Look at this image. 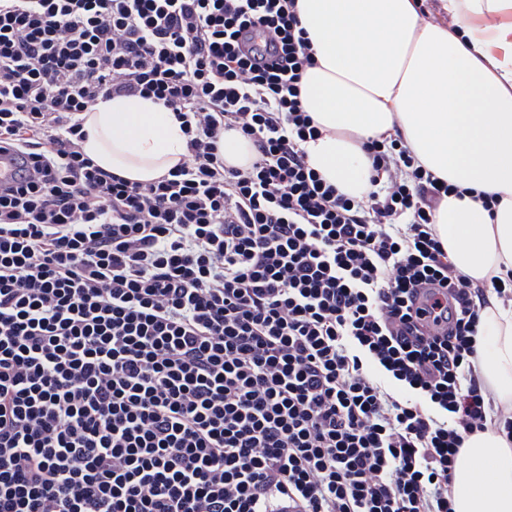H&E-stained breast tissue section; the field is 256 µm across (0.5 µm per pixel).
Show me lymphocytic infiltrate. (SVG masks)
I'll list each match as a JSON object with an SVG mask.
<instances>
[{
    "mask_svg": "<svg viewBox=\"0 0 512 512\" xmlns=\"http://www.w3.org/2000/svg\"><path fill=\"white\" fill-rule=\"evenodd\" d=\"M297 0H0V512H455L465 440L512 441L477 369L485 293L401 139L353 196L309 163ZM114 96L187 153L85 156ZM253 148L229 164L224 139ZM83 117V152L103 169L131 181L157 179L187 151L179 122L151 99L112 97Z\"/></svg>",
    "mask_w": 512,
    "mask_h": 512,
    "instance_id": "1",
    "label": "lymphocytic infiltrate"
}]
</instances>
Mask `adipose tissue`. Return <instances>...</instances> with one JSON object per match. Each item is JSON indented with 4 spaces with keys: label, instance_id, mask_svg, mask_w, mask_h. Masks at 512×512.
I'll use <instances>...</instances> for the list:
<instances>
[{
    "label": "adipose tissue",
    "instance_id": "adipose-tissue-1",
    "mask_svg": "<svg viewBox=\"0 0 512 512\" xmlns=\"http://www.w3.org/2000/svg\"><path fill=\"white\" fill-rule=\"evenodd\" d=\"M458 29L424 21L418 0H298L315 64L301 97L321 136L309 162L341 191L367 188L359 138L400 137L423 167L466 188L441 202L436 222L457 270L481 282L512 271V25L475 16L512 0H441ZM83 152L137 182L165 174L185 155L180 124L162 106L116 96L84 114ZM501 202L485 210L478 193ZM479 376L496 410L512 418V304L488 295L481 308ZM455 512H512V446L488 432L459 457Z\"/></svg>",
    "mask_w": 512,
    "mask_h": 512
}]
</instances>
